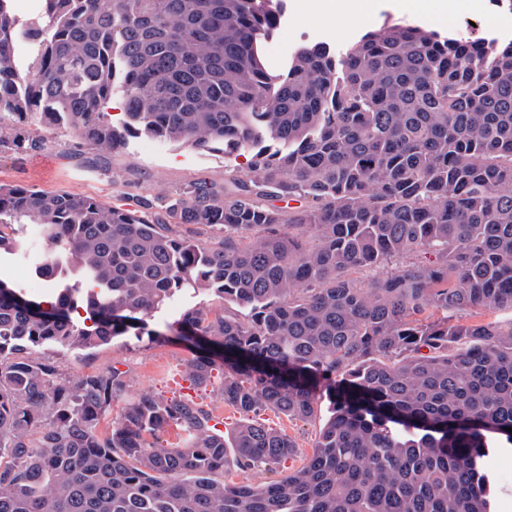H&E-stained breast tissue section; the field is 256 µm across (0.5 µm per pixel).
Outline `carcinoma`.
Masks as SVG:
<instances>
[{
  "label": "carcinoma",
  "instance_id": "obj_1",
  "mask_svg": "<svg viewBox=\"0 0 512 512\" xmlns=\"http://www.w3.org/2000/svg\"><path fill=\"white\" fill-rule=\"evenodd\" d=\"M279 22V0H39L23 24L0 0V155L44 150L38 124L71 131L97 170L131 130L252 153L244 176L122 204L0 184V253L10 225L39 224V274H78L47 293L0 278V512H493L483 460L512 445V319L461 317L512 310V41L394 24L342 54L302 46L274 77L259 47ZM185 288L248 318L199 306L153 323ZM121 336L176 339L192 385L222 373L245 419L225 436L194 400L139 393L101 432L126 372L62 379L42 349ZM324 399L299 469L218 478L295 455L261 411L308 420Z\"/></svg>",
  "mask_w": 512,
  "mask_h": 512
}]
</instances>
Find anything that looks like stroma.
<instances>
[{"label": "stroma", "instance_id": "1", "mask_svg": "<svg viewBox=\"0 0 512 512\" xmlns=\"http://www.w3.org/2000/svg\"><path fill=\"white\" fill-rule=\"evenodd\" d=\"M402 0H377L378 9L365 22L329 19L317 9L314 0H284L280 24L270 39L261 46V59L270 74L286 71L296 47L304 43L322 42L343 50L361 35L398 22H413L428 29L452 32L472 40L495 38L512 40V21L507 14L512 7L504 0H456V9L447 18L402 7ZM47 139L45 150L36 154H8L0 157V183L22 184L35 189L68 192L96 197L110 203L121 192L142 190L169 192L199 179L223 180L226 172L245 174L251 155L216 148L202 151L180 144L128 135L123 148L113 153L109 168L95 171L80 167L72 157L74 139L52 128H41ZM17 254L0 258V274L8 276L21 288L37 289L34 266L24 263L27 254H43L47 244L40 233L30 232L28 225H18ZM224 306L237 312L233 303H221L212 295L190 289L175 293L155 314L156 323L173 322L188 309L202 305ZM60 373L73 377L90 371L119 368L126 371L129 394L154 392L166 397H190L199 404L224 413L225 428H233L241 414L222 401L217 385L195 387L185 375L188 358L184 348L146 338L119 337L109 345L78 354L57 355ZM329 416L327 403H319L316 416L310 420H291L283 414L264 412L266 423L287 434L296 444L297 453L276 465L274 471L229 468L224 480L229 484H257L287 475L300 467L315 447L320 430ZM496 494V512H512V450H496L485 459Z\"/></svg>", "mask_w": 512, "mask_h": 512}]
</instances>
